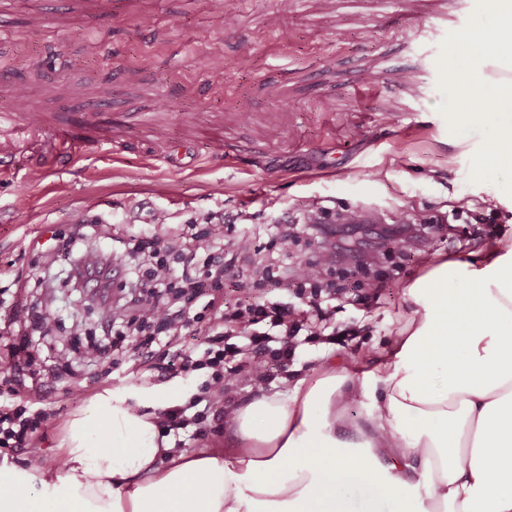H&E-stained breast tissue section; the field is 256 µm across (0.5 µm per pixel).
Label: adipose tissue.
Here are the masks:
<instances>
[{"instance_id": "ef3b65f1", "label": "adipose tissue", "mask_w": 512, "mask_h": 512, "mask_svg": "<svg viewBox=\"0 0 512 512\" xmlns=\"http://www.w3.org/2000/svg\"><path fill=\"white\" fill-rule=\"evenodd\" d=\"M464 41L512 60V0ZM455 146L486 128L484 162L512 172V76L460 74ZM464 278L458 293L450 278ZM411 315L371 369L327 362L312 377L233 405L234 441L186 453L160 426L172 393L104 391L68 423L61 470L0 465V512H512V238L468 261L434 258L403 290ZM363 394L367 426H351Z\"/></svg>"}]
</instances>
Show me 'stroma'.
I'll list each match as a JSON object with an SVG mask.
<instances>
[{
  "mask_svg": "<svg viewBox=\"0 0 512 512\" xmlns=\"http://www.w3.org/2000/svg\"><path fill=\"white\" fill-rule=\"evenodd\" d=\"M487 0H0V289L50 316L42 350L71 352L79 291L46 299L53 235L87 226L84 245L177 232L191 219L234 221L253 246L308 206L420 223L442 236L394 256L369 305L342 303L336 333L311 340L271 385L327 360L385 356L411 312L404 285L425 260H467L512 237V181L451 141L462 88L452 69L481 64L465 31L489 26ZM165 214L167 224L153 222ZM495 224L472 235L469 218ZM161 357L104 347L45 379L37 452L103 390L196 394L199 371L162 374Z\"/></svg>",
  "mask_w": 512,
  "mask_h": 512,
  "instance_id": "stroma-1",
  "label": "stroma"
}]
</instances>
